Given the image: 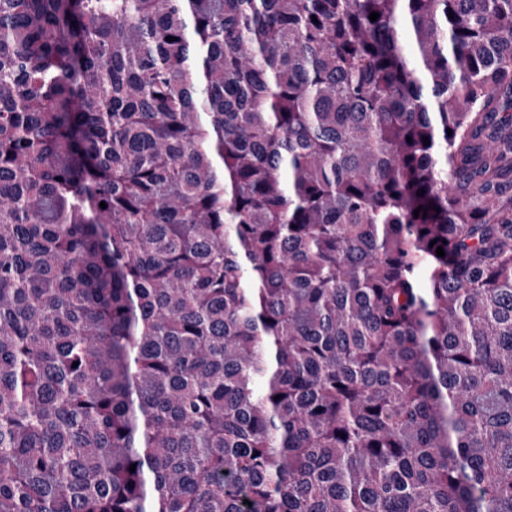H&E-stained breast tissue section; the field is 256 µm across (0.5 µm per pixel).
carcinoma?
Returning <instances> with one entry per match:
<instances>
[{
	"mask_svg": "<svg viewBox=\"0 0 512 512\" xmlns=\"http://www.w3.org/2000/svg\"><path fill=\"white\" fill-rule=\"evenodd\" d=\"M0 512H512V0H0Z\"/></svg>",
	"mask_w": 512,
	"mask_h": 512,
	"instance_id": "carcinoma-1",
	"label": "carcinoma"
}]
</instances>
